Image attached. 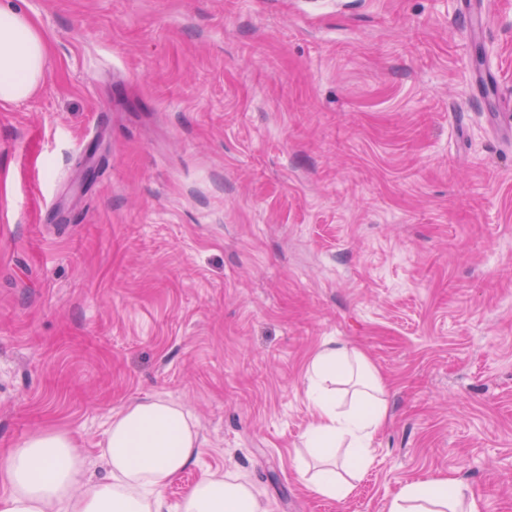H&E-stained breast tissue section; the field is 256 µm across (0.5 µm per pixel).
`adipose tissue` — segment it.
<instances>
[{"mask_svg": "<svg viewBox=\"0 0 512 512\" xmlns=\"http://www.w3.org/2000/svg\"><path fill=\"white\" fill-rule=\"evenodd\" d=\"M47 49L37 30L9 7L0 6V101L31 95L46 74ZM354 379L350 409L339 410L336 377ZM309 408L314 421L305 444L325 463L309 480L312 493L342 500L351 487L336 470L327 450L336 441L347 446L344 467L362 468L370 443L385 424V384L368 358L346 345L327 343L306 371ZM198 437L190 416L175 403L155 398L118 412L107 434L104 478L75 493L86 470V458L70 434L45 430L0 458V512H170L166 488L196 459ZM179 512H265L251 487L238 476L206 477L195 484ZM389 512H478L463 503L453 480L433 478L404 485Z\"/></svg>", "mask_w": 512, "mask_h": 512, "instance_id": "1", "label": "adipose tissue"}]
</instances>
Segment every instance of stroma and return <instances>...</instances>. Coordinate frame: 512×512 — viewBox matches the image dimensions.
<instances>
[{
	"instance_id": "1",
	"label": "stroma",
	"mask_w": 512,
	"mask_h": 512,
	"mask_svg": "<svg viewBox=\"0 0 512 512\" xmlns=\"http://www.w3.org/2000/svg\"><path fill=\"white\" fill-rule=\"evenodd\" d=\"M48 71L0 102V453L163 398L199 451L165 492L387 512L454 479L512 512V0H6ZM491 70L493 95L477 93ZM328 342L387 383L346 499L309 491ZM179 512H265L251 487L238 476L206 477L195 484Z\"/></svg>"
}]
</instances>
